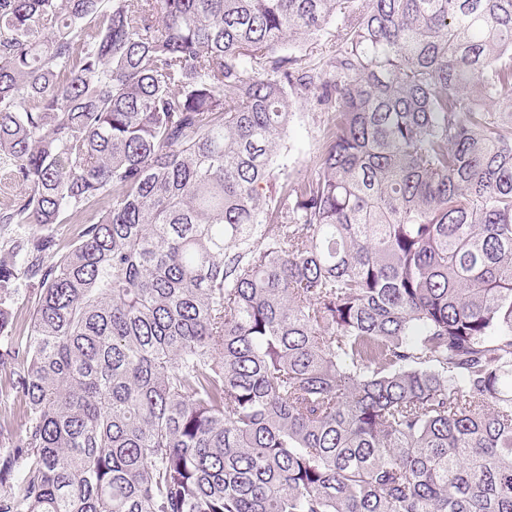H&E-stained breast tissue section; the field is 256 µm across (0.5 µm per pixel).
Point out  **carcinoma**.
I'll return each instance as SVG.
<instances>
[{
  "instance_id": "obj_1",
  "label": "carcinoma",
  "mask_w": 512,
  "mask_h": 512,
  "mask_svg": "<svg viewBox=\"0 0 512 512\" xmlns=\"http://www.w3.org/2000/svg\"><path fill=\"white\" fill-rule=\"evenodd\" d=\"M354 2L0 0V512H512V0ZM335 26V23L331 24L328 27L327 33H324L321 37H319L320 40L317 42V44L312 45L311 41L299 48V53L305 54L306 52L308 54L309 52L311 53V50H313V53L310 55V60L313 62H317L320 57L332 53V51L338 48L336 39L333 36L335 34ZM295 112L288 130V174L303 178L310 173L311 158L322 140L326 113L311 93L294 94Z\"/></svg>"
}]
</instances>
